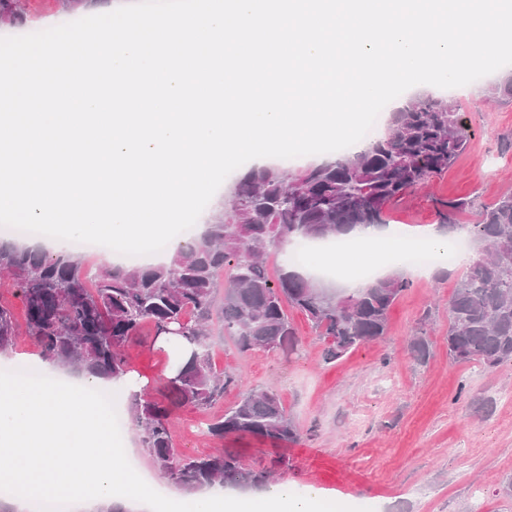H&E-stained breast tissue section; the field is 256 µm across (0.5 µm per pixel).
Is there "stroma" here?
<instances>
[{"mask_svg":"<svg viewBox=\"0 0 512 512\" xmlns=\"http://www.w3.org/2000/svg\"><path fill=\"white\" fill-rule=\"evenodd\" d=\"M78 0H23L22 22H0V37L42 31L85 17ZM492 73L473 82L472 93L424 86L423 94L446 97L470 130L465 152L448 172L432 177L390 208V226L424 242L440 226L437 203L465 198L473 206L456 217L472 224L483 207L512 191V103L490 100ZM388 273H401L411 286L394 303L386 336L361 345L337 361L324 357L325 343L307 318L292 309L288 317L299 338L297 351L256 349L240 353L214 324L210 337L217 369L239 375L211 408H186L172 421L179 454L200 457L225 447L244 463L269 466L277 483L321 492L319 512H512V498L501 488L512 478V363L488 370L448 357V300L465 269L416 271L394 261ZM432 339L428 361L408 350L411 336ZM142 344L128 352L129 375L150 399L170 371L167 350L144 330ZM276 391L296 426V442L275 446L250 436L224 441L203 433L207 421L223 414L242 391ZM129 448L130 464L158 490L161 499L179 493L143 448L132 421L115 436Z\"/></svg>","mask_w":512,"mask_h":512,"instance_id":"35a3bbf8","label":"stroma"}]
</instances>
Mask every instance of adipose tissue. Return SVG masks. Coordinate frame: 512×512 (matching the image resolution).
I'll list each match as a JSON object with an SVG mask.
<instances>
[{
  "mask_svg": "<svg viewBox=\"0 0 512 512\" xmlns=\"http://www.w3.org/2000/svg\"><path fill=\"white\" fill-rule=\"evenodd\" d=\"M99 386L85 374L63 386L53 372L37 382L0 383V447L8 451L0 477L21 489L13 512L61 494L80 512H156L155 495L112 445L111 412L92 398ZM320 498L312 486L298 496L276 485L259 497L212 491L173 502L178 512H315Z\"/></svg>",
  "mask_w": 512,
  "mask_h": 512,
  "instance_id": "adipose-tissue-1",
  "label": "adipose tissue"
}]
</instances>
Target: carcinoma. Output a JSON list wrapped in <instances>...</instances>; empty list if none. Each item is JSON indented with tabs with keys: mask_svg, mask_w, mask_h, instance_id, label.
Segmentation results:
<instances>
[{
	"mask_svg": "<svg viewBox=\"0 0 512 512\" xmlns=\"http://www.w3.org/2000/svg\"><path fill=\"white\" fill-rule=\"evenodd\" d=\"M20 0H0V20L15 22ZM493 98L512 99V74L488 88ZM468 126L448 100L424 96L393 113L386 132L365 148L335 161L294 172L251 166L237 185L230 212L219 213L205 232L173 249L154 265L88 268L72 252L47 255L0 244V274L13 279L24 305V326L0 303V353L25 332L42 358L64 369L119 381L128 372L127 350L141 342L142 328L154 336L176 331L190 345L185 361L151 400L132 398L127 409L143 447L168 480L195 491L216 485L259 490L270 468L246 465L219 450L182 458L170 432L184 407L204 409L236 383L212 362L209 326L224 321V335L239 352L256 348L291 352L298 340L284 305L302 312L326 341L325 358L338 360L386 335L390 308L410 285L400 275L378 279L356 293L337 291L283 269L268 277L264 255L298 241H341L366 224H385L389 207L441 174L466 148ZM441 224L456 226L463 199L440 203ZM460 228L479 244L448 300V356L458 363L495 368L512 362V192ZM421 332L411 354L429 356ZM207 433L223 440L248 435L274 445L297 441L298 432L279 394L243 392Z\"/></svg>",
	"mask_w": 512,
	"mask_h": 512,
	"instance_id": "cac0c4a2",
	"label": "carcinoma"
}]
</instances>
